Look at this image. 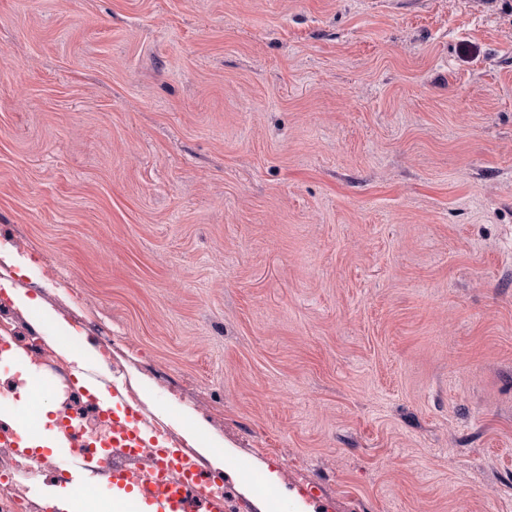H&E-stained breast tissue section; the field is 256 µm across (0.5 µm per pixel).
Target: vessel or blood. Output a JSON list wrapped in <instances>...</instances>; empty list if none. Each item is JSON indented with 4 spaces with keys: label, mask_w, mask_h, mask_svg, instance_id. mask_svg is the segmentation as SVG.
<instances>
[{
    "label": "vessel or blood",
    "mask_w": 512,
    "mask_h": 512,
    "mask_svg": "<svg viewBox=\"0 0 512 512\" xmlns=\"http://www.w3.org/2000/svg\"><path fill=\"white\" fill-rule=\"evenodd\" d=\"M67 378L108 422L111 434L96 445H84L71 419L58 414L51 430L59 442L56 457L63 475L71 476L76 467L98 475L94 486L98 495L109 497L121 491L150 506L152 512H228L219 490L223 473L207 469L191 449L160 441L163 424L127 403L124 386L115 375L106 374L99 365L74 363ZM41 431L35 422L23 425L18 433H1L0 446L19 458L36 460L35 449L24 447L22 441L24 435Z\"/></svg>",
    "instance_id": "obj_1"
}]
</instances>
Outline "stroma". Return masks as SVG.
Here are the masks:
<instances>
[{
    "instance_id": "1",
    "label": "stroma",
    "mask_w": 512,
    "mask_h": 512,
    "mask_svg": "<svg viewBox=\"0 0 512 512\" xmlns=\"http://www.w3.org/2000/svg\"><path fill=\"white\" fill-rule=\"evenodd\" d=\"M0 243L234 512H512V0H0Z\"/></svg>"
}]
</instances>
